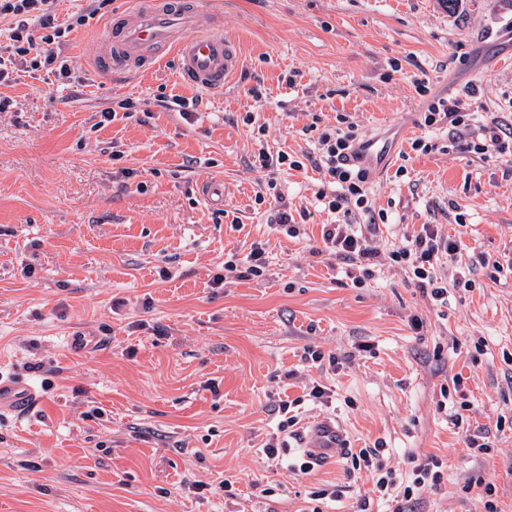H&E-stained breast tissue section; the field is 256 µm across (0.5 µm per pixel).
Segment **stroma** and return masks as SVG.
<instances>
[{
  "mask_svg": "<svg viewBox=\"0 0 512 512\" xmlns=\"http://www.w3.org/2000/svg\"><path fill=\"white\" fill-rule=\"evenodd\" d=\"M198 2L239 48L224 88L182 82L169 52L135 75L98 70L103 30L135 0L94 15L90 0H56L73 26L68 79L23 65L0 85L13 101L0 112V376L38 395L31 412L0 418V512H306L325 484L342 492L327 512H392L343 459L302 473L295 436L266 458L274 404L298 397L302 422H336L353 449L382 442L401 474L437 458L443 479L415 512H485L486 484L512 512V169L421 125L430 102L456 98L512 127V63L493 62L512 0L452 12L444 0ZM177 95L197 98L190 119L158 107ZM340 114L363 135L399 127L437 145L423 154L402 141L371 179L389 220L359 286L322 250L336 216L318 199V137ZM261 149L303 166L260 171ZM213 184L223 204L205 199ZM278 195L298 236L271 226ZM424 224L461 237L445 272L476 281L449 287L443 305L389 259ZM255 242L266 273L215 285ZM75 331L100 342L71 349ZM308 347L336 368L305 362ZM316 383L335 402L307 401ZM483 431L487 454L468 446Z\"/></svg>",
  "mask_w": 512,
  "mask_h": 512,
  "instance_id": "obj_1",
  "label": "stroma"
}]
</instances>
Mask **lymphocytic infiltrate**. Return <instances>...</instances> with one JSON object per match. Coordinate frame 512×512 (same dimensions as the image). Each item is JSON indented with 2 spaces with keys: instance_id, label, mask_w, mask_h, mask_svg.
<instances>
[{
  "instance_id": "obj_1",
  "label": "lymphocytic infiltrate",
  "mask_w": 512,
  "mask_h": 512,
  "mask_svg": "<svg viewBox=\"0 0 512 512\" xmlns=\"http://www.w3.org/2000/svg\"><path fill=\"white\" fill-rule=\"evenodd\" d=\"M56 0H0V16L10 17L11 23L6 34L5 44L0 45V82L9 77V67L28 53L31 43V24H38L43 31L45 43H54L68 31L59 23L55 12ZM473 113L463 111L460 100H438L431 103L424 114V124L428 127L447 124L455 130L459 147L467 153L481 155L490 162L503 163L512 159V134H505L497 121L474 125ZM355 126L349 125L346 117H339L338 124L323 129L318 142L323 150L327 175L338 191L328 202L330 212L336 213L337 221L324 225L322 240L328 255L346 262L347 275L353 284L364 283L372 277L378 251L368 235L355 230L351 216L353 212L377 215L386 220L385 212L374 211L368 196L369 176L360 168L350 165L348 152L357 139ZM459 243L445 236L437 225H422L418 233L406 244L390 251V259L404 266L421 287L430 291L433 301H444L448 294V280L441 270L447 261L453 260ZM343 459L349 462L352 470H366L376 476V487L381 495L389 491L399 493L401 503L394 512H406L405 503L416 499L428 486L438 485L442 480L440 464L428 458L414 464L410 479L401 478L395 470L387 468L380 448L343 449Z\"/></svg>"
}]
</instances>
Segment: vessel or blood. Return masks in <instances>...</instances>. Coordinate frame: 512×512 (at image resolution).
Returning <instances> with one entry per match:
<instances>
[{"mask_svg":"<svg viewBox=\"0 0 512 512\" xmlns=\"http://www.w3.org/2000/svg\"><path fill=\"white\" fill-rule=\"evenodd\" d=\"M99 68L131 73L148 67L158 53L173 52L180 79L204 90L224 87L239 67L236 44L224 34L200 25V14L183 0H148L130 12L119 28H106ZM397 144L390 138L363 136L351 149L352 163L370 175L381 173L394 156ZM36 399L25 382L0 379V414L26 413ZM317 462L339 456L343 435L328 421L311 425L305 439Z\"/></svg>","mask_w":512,"mask_h":512,"instance_id":"vessel-or-blood-1","label":"vessel or blood"}]
</instances>
